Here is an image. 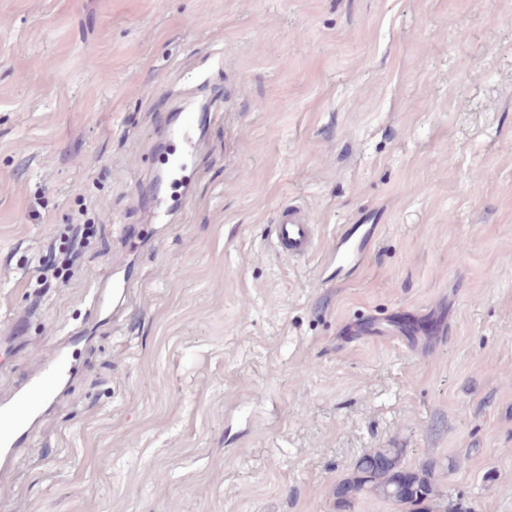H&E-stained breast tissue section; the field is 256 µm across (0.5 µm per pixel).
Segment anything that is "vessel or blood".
Segmentation results:
<instances>
[{
    "label": "vessel or blood",
    "instance_id": "obj_1",
    "mask_svg": "<svg viewBox=\"0 0 512 512\" xmlns=\"http://www.w3.org/2000/svg\"><path fill=\"white\" fill-rule=\"evenodd\" d=\"M176 138L177 151L163 156L161 163L173 183H181L197 148L195 116L186 114ZM280 254L300 259L314 249V228L307 215L299 209L282 212L277 224L269 228ZM359 246L349 232L336 236L337 270H345L355 260ZM135 284L129 278L97 281L92 289V311H101L111 297L130 303ZM83 336L80 329H72L58 337L29 365L24 377L14 381L10 388L0 393V474L13 469L18 458L30 448L35 433L45 423L50 411L60 401V382L75 375L80 368V346Z\"/></svg>",
    "mask_w": 512,
    "mask_h": 512
}]
</instances>
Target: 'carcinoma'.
I'll return each mask as SVG.
<instances>
[{
  "instance_id": "1",
  "label": "carcinoma",
  "mask_w": 512,
  "mask_h": 512,
  "mask_svg": "<svg viewBox=\"0 0 512 512\" xmlns=\"http://www.w3.org/2000/svg\"><path fill=\"white\" fill-rule=\"evenodd\" d=\"M401 449L378 448L363 455L355 464L351 479L336 487V496L346 505L361 491L402 503L409 512H427L435 495L432 472H414L399 467Z\"/></svg>"
}]
</instances>
